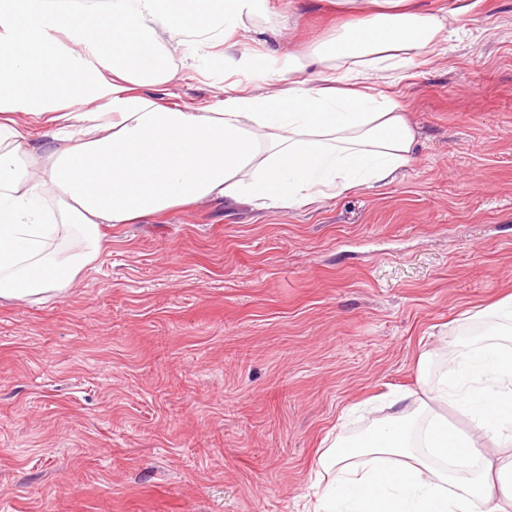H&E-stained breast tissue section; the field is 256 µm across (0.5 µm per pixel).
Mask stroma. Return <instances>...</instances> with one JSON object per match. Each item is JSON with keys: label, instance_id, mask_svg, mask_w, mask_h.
Here are the masks:
<instances>
[{"label": "stroma", "instance_id": "obj_1", "mask_svg": "<svg viewBox=\"0 0 512 512\" xmlns=\"http://www.w3.org/2000/svg\"><path fill=\"white\" fill-rule=\"evenodd\" d=\"M448 47L379 90L419 134L389 184L318 207L209 201L109 229L42 303H0V512H309L320 451L362 433L353 405L416 392L473 315L512 293V0H422ZM290 14L259 52L345 21ZM163 102L213 104L222 51Z\"/></svg>", "mask_w": 512, "mask_h": 512}]
</instances>
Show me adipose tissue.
Segmentation results:
<instances>
[{"label": "adipose tissue", "mask_w": 512, "mask_h": 512, "mask_svg": "<svg viewBox=\"0 0 512 512\" xmlns=\"http://www.w3.org/2000/svg\"><path fill=\"white\" fill-rule=\"evenodd\" d=\"M343 2L354 23L282 57L245 41L257 0H0V91L56 113L39 142L0 121V302L64 294L106 224L216 199L308 207L411 166L418 134L375 78L442 50L446 26L408 0ZM61 32L77 35L79 64H64ZM203 47L224 50L218 100L163 104ZM241 75L270 92L241 90ZM60 237L81 249L49 248ZM485 315L433 388L393 395L391 415L322 452L313 512H512V295Z\"/></svg>", "instance_id": "obj_1"}]
</instances>
